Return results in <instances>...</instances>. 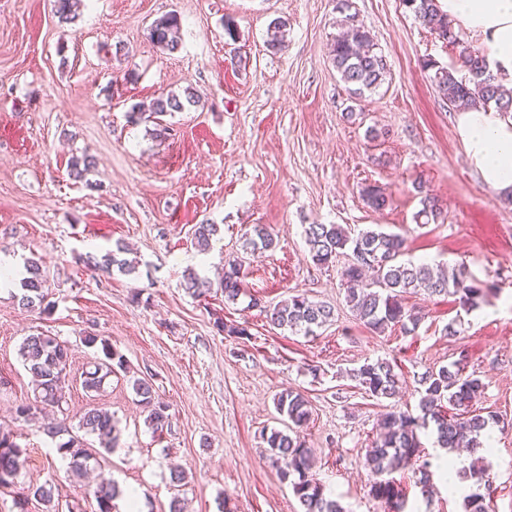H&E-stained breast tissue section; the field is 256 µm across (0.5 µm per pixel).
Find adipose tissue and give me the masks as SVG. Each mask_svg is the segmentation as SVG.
I'll use <instances>...</instances> for the list:
<instances>
[{"label": "adipose tissue", "instance_id": "obj_1", "mask_svg": "<svg viewBox=\"0 0 512 512\" xmlns=\"http://www.w3.org/2000/svg\"><path fill=\"white\" fill-rule=\"evenodd\" d=\"M442 12L476 39L504 85L512 86V0H438ZM456 134L483 183L512 194V113L495 107L464 109Z\"/></svg>", "mask_w": 512, "mask_h": 512}]
</instances>
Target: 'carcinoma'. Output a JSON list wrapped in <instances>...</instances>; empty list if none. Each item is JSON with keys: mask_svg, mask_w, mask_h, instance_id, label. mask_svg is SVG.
<instances>
[{"mask_svg": "<svg viewBox=\"0 0 512 512\" xmlns=\"http://www.w3.org/2000/svg\"><path fill=\"white\" fill-rule=\"evenodd\" d=\"M417 18L449 46L459 49V61L465 75L439 67L434 63L426 68L434 71L431 77L437 91L448 105L465 103L473 107H489L512 111V91L507 90L490 69L482 53L466 44L462 34L438 7L436 0H403ZM59 19L71 21L78 14L82 0H53ZM182 26L179 14L170 12L155 19L150 26V38L162 49L175 53L180 44L177 33ZM287 22L273 23L267 47L273 51L284 48L283 32ZM343 33L336 38L331 53L333 64L349 90L356 96L376 92L386 80L389 67L384 55L377 50L370 31L354 23L348 15L342 20ZM195 103L194 95L186 93V100L174 94L160 96L151 102L132 107L130 117L152 119L172 112L184 110L185 104ZM362 195L373 208L381 210L387 206L388 196L377 185L363 188ZM422 209L416 218L434 221L440 215L438 199L430 194L421 200ZM219 232L216 224H197L194 237L201 247H208ZM305 239L312 262L327 267L336 258L351 252V259L344 266L342 279L346 285V303L357 319L372 331L382 332L388 327L398 326L406 331L418 328L421 316L403 305L406 294L420 291L429 296L452 294L458 296L460 306L467 312L479 307L485 294L486 284L465 275V266L450 277L434 274L426 264H417L403 259L406 240L399 234L378 230H363L356 234L340 224H310L305 228ZM274 239L265 225H255L245 237L246 251L262 252L273 247ZM122 247L108 252L94 263V267L119 271L130 275L136 266L119 257ZM27 277L22 279L23 294L20 303L25 308L47 311L45 280L40 265L33 262L26 266ZM218 288L224 299L235 302L244 294V272L242 264L234 261L224 267V277ZM186 290L194 297H201L212 290V283L193 272L186 275ZM271 324L287 328L293 333L312 336L316 330L330 323L334 309L304 296H293L268 310ZM82 341L88 347L101 345L100 362L94 370L83 374L82 387L88 392H98L107 377L127 371L123 355L112 348L106 339L87 334ZM19 356L24 368L31 376L33 398L15 406V416L27 422L40 414L43 416V433L55 440L64 435L68 439L56 444L63 457L69 459V467L83 471L96 455L110 453L117 446L118 430L112 415L102 408H90L80 417L78 430H68L65 420L58 418L64 413L63 389L67 380L70 348L58 338L44 333L33 334L23 339ZM348 376L365 393L378 399H391L399 390L400 379L395 366L388 360L378 359L349 371ZM420 391L417 416L393 410L386 413L380 423L379 436L366 457V465L372 475L371 493L389 506V512H405L406 496L402 488L391 478L400 469L410 468L420 487L421 495L431 497L432 474L428 462H419L423 452L418 432L433 428L439 447L453 452L457 448L484 447L485 434L493 415L483 416L473 409V401L484 384L477 375L467 374L458 363L441 366L424 373L419 380ZM138 402L147 411L145 423L155 433L169 426V406L156 397L152 383L145 378H135L131 383ZM277 413L284 418L287 431L274 430L265 438L268 452L275 460L285 462L281 478L290 482L294 497L301 512H345L344 507L325 494L324 487L317 482L312 469L311 451L297 435V430L310 420L309 401L296 390L285 389L274 398ZM92 436L98 449L92 450L85 437ZM27 460L22 448L10 432H0V493L15 487V479ZM99 512H112L113 501L122 495L118 485L111 479L101 478L94 491ZM36 501L45 506L46 512H59V486L53 480L32 486L14 501L18 512H29L28 504Z\"/></svg>", "mask_w": 512, "mask_h": 512, "instance_id": "obj_1", "label": "carcinoma"}]
</instances>
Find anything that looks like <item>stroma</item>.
I'll use <instances>...</instances> for the list:
<instances>
[{"instance_id":"obj_1","label":"stroma","mask_w":512,"mask_h":512,"mask_svg":"<svg viewBox=\"0 0 512 512\" xmlns=\"http://www.w3.org/2000/svg\"><path fill=\"white\" fill-rule=\"evenodd\" d=\"M171 11L182 20L175 53L149 38ZM345 13L371 32L390 69L360 98L331 59ZM278 18L287 37L274 52L268 30ZM228 19L236 38L224 33ZM429 60L456 65L403 0H86L71 23L59 22L53 0H0V254L39 261L53 305L26 309L18 288H0V427L27 450L17 491L52 478L64 512H97L93 479L73 478L37 422L15 418L33 395L18 349L44 331L71 348L67 426L97 405L112 413L119 441L99 472L145 512H169L175 497L185 512H300L262 439L281 429L273 399L288 388L310 404L301 434L316 479L348 512H387L365 465L380 419L416 412L421 374L457 360L484 383L477 410L496 417L484 460L490 512H512V201L468 163ZM188 91L196 104L162 123L128 119L137 103ZM85 154L94 164L74 178L70 162ZM370 184L384 188V209L364 201ZM424 189L442 215L420 226ZM204 223L220 227L206 250L193 235ZM256 224L269 226L275 245L252 255L242 243ZM311 224L400 234L408 259L465 264L489 291L471 312L451 295L409 296L405 306L422 316L416 331L373 332L347 307L339 267L311 261ZM120 244L134 274L88 265ZM232 260L246 271V296L187 293V272L215 283ZM253 295L261 307L250 306ZM294 295L333 305L334 320L312 336L270 325L265 307ZM219 318L248 326L249 338L218 332ZM451 321L454 337L443 333ZM88 333L130 368L99 395L81 384L96 356L81 341ZM378 359L400 377L394 398L370 397L347 376ZM130 374L168 404L163 433L146 425ZM174 465L187 474L183 486L170 481ZM394 478L409 512H463L445 478L435 477L429 501L411 471Z\"/></svg>"}]
</instances>
